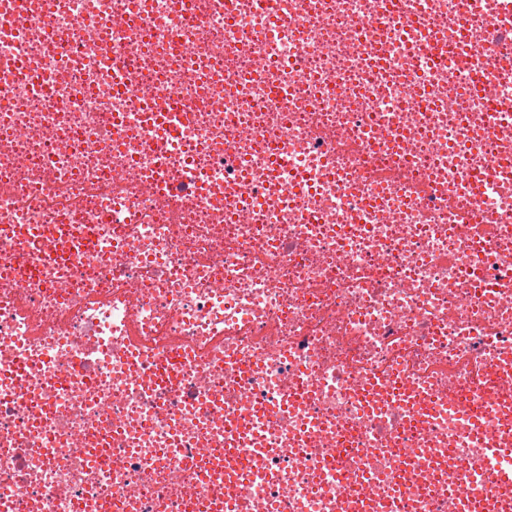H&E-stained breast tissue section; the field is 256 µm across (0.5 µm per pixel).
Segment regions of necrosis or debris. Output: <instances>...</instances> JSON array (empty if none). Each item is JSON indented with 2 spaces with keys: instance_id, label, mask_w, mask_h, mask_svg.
Wrapping results in <instances>:
<instances>
[{
  "instance_id": "1",
  "label": "necrosis or debris",
  "mask_w": 512,
  "mask_h": 512,
  "mask_svg": "<svg viewBox=\"0 0 512 512\" xmlns=\"http://www.w3.org/2000/svg\"><path fill=\"white\" fill-rule=\"evenodd\" d=\"M468 49L512 75V19L0 0L41 231L0 232V512H512L465 417L512 397V84ZM466 66L474 69L476 81L483 84L511 83L512 76L484 64L481 55L474 54L464 59Z\"/></svg>"
}]
</instances>
